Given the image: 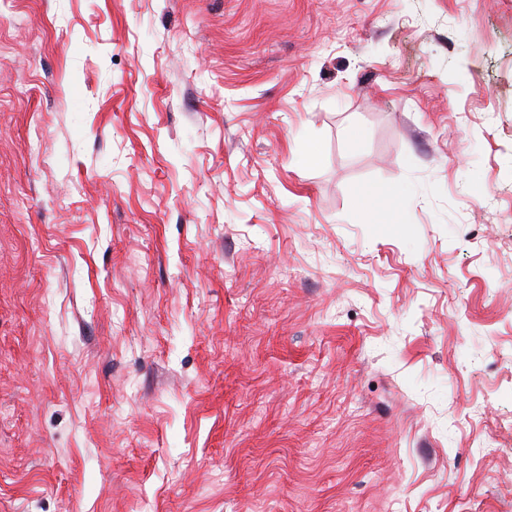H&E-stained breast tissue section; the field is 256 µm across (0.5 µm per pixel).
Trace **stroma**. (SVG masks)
Returning <instances> with one entry per match:
<instances>
[{
	"label": "stroma",
	"mask_w": 512,
	"mask_h": 512,
	"mask_svg": "<svg viewBox=\"0 0 512 512\" xmlns=\"http://www.w3.org/2000/svg\"><path fill=\"white\" fill-rule=\"evenodd\" d=\"M0 512H512V0L0 8Z\"/></svg>",
	"instance_id": "obj_1"
}]
</instances>
